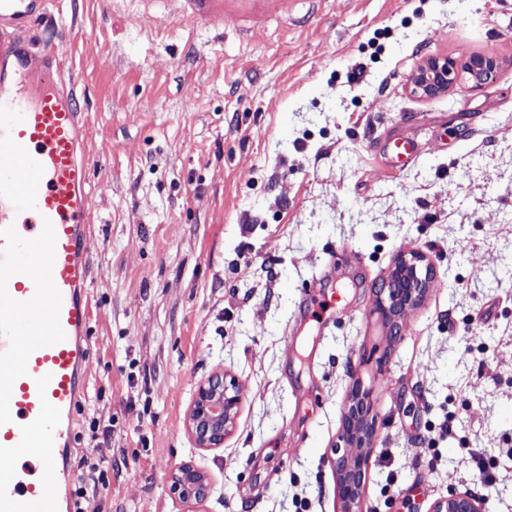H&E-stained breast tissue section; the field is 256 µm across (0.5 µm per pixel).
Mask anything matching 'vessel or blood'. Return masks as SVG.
I'll list each match as a JSON object with an SVG mask.
<instances>
[{
	"label": "vessel or blood",
	"mask_w": 512,
	"mask_h": 512,
	"mask_svg": "<svg viewBox=\"0 0 512 512\" xmlns=\"http://www.w3.org/2000/svg\"><path fill=\"white\" fill-rule=\"evenodd\" d=\"M217 20L288 0H190ZM52 0H0V512H74L70 467L91 324L86 128L55 67ZM403 168L413 140L385 148ZM33 454L39 471L21 465Z\"/></svg>",
	"instance_id": "1"
}]
</instances>
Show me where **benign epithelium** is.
Masks as SVG:
<instances>
[{
    "instance_id": "obj_1",
    "label": "benign epithelium",
    "mask_w": 512,
    "mask_h": 512,
    "mask_svg": "<svg viewBox=\"0 0 512 512\" xmlns=\"http://www.w3.org/2000/svg\"><path fill=\"white\" fill-rule=\"evenodd\" d=\"M503 65L492 52L468 53L458 57H431L422 61L410 78V92L418 98H432L464 83L482 87ZM433 273L418 252L399 255L388 279L375 291L374 309L395 331L405 314L420 305L430 287ZM242 403L236 376L216 374L201 382L188 413V426L200 448H219L233 431ZM371 391L353 384L344 411L342 429L332 448V464L341 512H361L370 445L375 431ZM208 478L191 466L174 471L173 493L184 502L200 503ZM431 512H485V500L468 492H451L436 501Z\"/></svg>"
}]
</instances>
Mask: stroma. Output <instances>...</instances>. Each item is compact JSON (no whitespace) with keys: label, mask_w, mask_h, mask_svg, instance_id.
Segmentation results:
<instances>
[{"label":"stroma","mask_w":512,"mask_h":512,"mask_svg":"<svg viewBox=\"0 0 512 512\" xmlns=\"http://www.w3.org/2000/svg\"><path fill=\"white\" fill-rule=\"evenodd\" d=\"M55 16L84 33L55 53L96 200L73 457L75 487L105 470L90 512H188L170 487L184 463L210 484L200 512H339L331 450L356 380L377 416L362 512L465 490L512 512V0H297L225 26L185 0ZM489 48L505 63L483 87L411 94L423 59ZM406 136L417 156L392 169L383 149ZM331 248L356 260L332 286L344 307L293 336ZM412 251L434 280L394 337L375 290ZM225 370L243 402L205 450L186 414Z\"/></svg>","instance_id":"stroma-1"}]
</instances>
